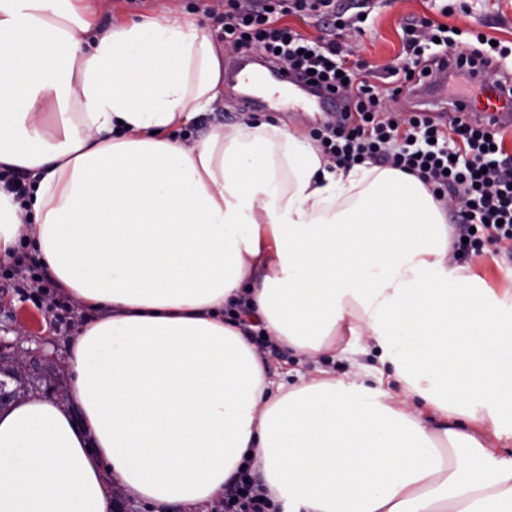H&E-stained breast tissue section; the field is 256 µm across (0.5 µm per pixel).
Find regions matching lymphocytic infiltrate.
<instances>
[{"label":"lymphocytic infiltrate","mask_w":512,"mask_h":512,"mask_svg":"<svg viewBox=\"0 0 512 512\" xmlns=\"http://www.w3.org/2000/svg\"><path fill=\"white\" fill-rule=\"evenodd\" d=\"M347 12L336 0H224L219 38L232 53L265 55L351 98L353 111L314 132L320 150L343 167L369 162L430 184L452 212L455 262L481 256L488 244L511 253L512 155L504 150L503 132L462 117L443 127L426 114L405 118L393 108L402 87L429 77L432 64H447L452 76L465 72L499 82L500 61L479 51L453 56V42L439 24L413 20L403 27L402 64L388 69L394 86L381 91L346 64L356 31ZM290 15L321 21L323 36L312 39L284 25ZM251 486L249 471L233 477L224 512H273V501L253 496Z\"/></svg>","instance_id":"lymphocytic-infiltrate-1"}]
</instances>
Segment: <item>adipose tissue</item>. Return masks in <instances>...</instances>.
Here are the masks:
<instances>
[{
    "instance_id": "1",
    "label": "adipose tissue",
    "mask_w": 512,
    "mask_h": 512,
    "mask_svg": "<svg viewBox=\"0 0 512 512\" xmlns=\"http://www.w3.org/2000/svg\"><path fill=\"white\" fill-rule=\"evenodd\" d=\"M209 27L158 12L99 30L90 0H0V258L20 245L84 312L66 399L0 411V512L218 498L243 462L285 512H512V303L448 265L418 177L340 167L221 103ZM278 350L374 343L393 391Z\"/></svg>"
}]
</instances>
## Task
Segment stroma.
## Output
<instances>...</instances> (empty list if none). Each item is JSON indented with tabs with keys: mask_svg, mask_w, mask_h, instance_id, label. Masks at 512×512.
<instances>
[{
	"mask_svg": "<svg viewBox=\"0 0 512 512\" xmlns=\"http://www.w3.org/2000/svg\"><path fill=\"white\" fill-rule=\"evenodd\" d=\"M214 3L215 0H96L95 8L99 26L105 30L116 22L162 9L211 25L215 19L207 8ZM414 18L458 28L459 47L467 52L479 49L484 38L498 42L507 49V61L512 64V0H370L355 45L359 58L369 65L372 84L385 86L383 69L401 53V27ZM8 269V261L0 259V336L14 342L24 355L42 353V393L65 396L69 385L66 348L80 327L83 312L76 309L60 315L50 310L39 295L26 287L22 274H9ZM465 269L483 279L486 287L497 294L512 292V258L496 252L494 246L485 247L483 256L466 263ZM379 356L377 347L367 348L360 343L344 357L326 358L316 364L274 350L269 355L270 373L280 381L290 374L314 373L319 367L339 378L355 372L365 385L384 393L390 391L391 384L382 372Z\"/></svg>",
	"mask_w": 512,
	"mask_h": 512,
	"instance_id": "obj_1",
	"label": "stroma"
}]
</instances>
